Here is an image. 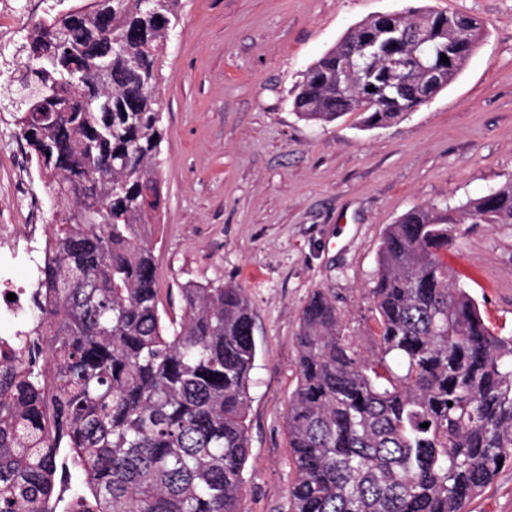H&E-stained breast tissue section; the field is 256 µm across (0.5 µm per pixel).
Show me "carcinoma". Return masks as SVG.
<instances>
[{
	"label": "carcinoma",
	"instance_id": "cac0c4a2",
	"mask_svg": "<svg viewBox=\"0 0 512 512\" xmlns=\"http://www.w3.org/2000/svg\"><path fill=\"white\" fill-rule=\"evenodd\" d=\"M138 2L112 0L121 43L104 53L84 51L102 0L39 22L24 46L33 95L10 107L61 209L36 324L0 338V512H239L253 313L234 285L188 282L180 319L162 318L160 213L143 197L164 201L158 85L180 0ZM392 22L401 45L371 42L372 16L302 74L291 94L301 119L395 123L423 89L458 76L470 54L457 42L475 49L483 35L465 14L409 8ZM105 62L110 82L98 80ZM77 72L90 83L75 84ZM450 224H512V181L387 225L370 290L375 352L324 292L303 307L287 512H466L512 462V337L485 324L442 260Z\"/></svg>",
	"mask_w": 512,
	"mask_h": 512
}]
</instances>
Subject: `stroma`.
Segmentation results:
<instances>
[{"mask_svg":"<svg viewBox=\"0 0 512 512\" xmlns=\"http://www.w3.org/2000/svg\"><path fill=\"white\" fill-rule=\"evenodd\" d=\"M408 7L477 18L484 38L456 79L401 121L359 113L316 126L292 107L303 72L347 31ZM39 18L0 15V54L22 66ZM164 207L153 238L164 317L187 282L242 288L256 358L239 512H285L293 464L286 413L298 377L301 311L323 291L372 351L370 288L387 225L422 205L457 207L512 180V0H182L163 57ZM0 110V224L37 225L57 205L17 195L28 147ZM443 258L487 325L512 336V224H454ZM512 512V463L471 505Z\"/></svg>","mask_w":512,"mask_h":512,"instance_id":"1","label":"stroma"}]
</instances>
